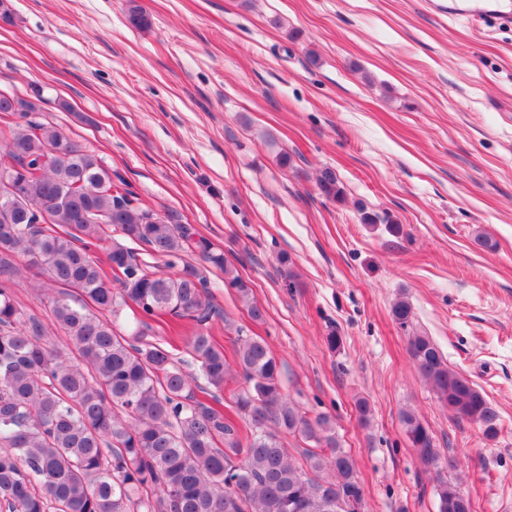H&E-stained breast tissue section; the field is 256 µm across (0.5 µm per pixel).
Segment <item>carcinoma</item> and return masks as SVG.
<instances>
[{
    "label": "carcinoma",
    "mask_w": 512,
    "mask_h": 512,
    "mask_svg": "<svg viewBox=\"0 0 512 512\" xmlns=\"http://www.w3.org/2000/svg\"><path fill=\"white\" fill-rule=\"evenodd\" d=\"M44 102L34 91L0 93V161H13L0 170V509L364 512L356 460L330 416L285 397L263 340H240L230 361L211 336L209 322L223 314L210 267L254 320L264 318L235 266L194 225L142 205L95 149L43 119ZM317 184L328 198L344 195L329 168ZM139 246L168 271L139 258ZM20 257L45 277L57 344L14 300ZM163 316L194 328L195 371L151 340ZM408 351L458 419L496 432L493 403L431 337L413 334ZM217 391L229 395L223 412ZM401 422L420 465L435 468L441 456L428 427L407 411ZM288 436L307 444L303 461L284 447ZM437 494L439 512H473L468 498L457 508L458 485L441 480Z\"/></svg>",
    "instance_id": "obj_1"
}]
</instances>
